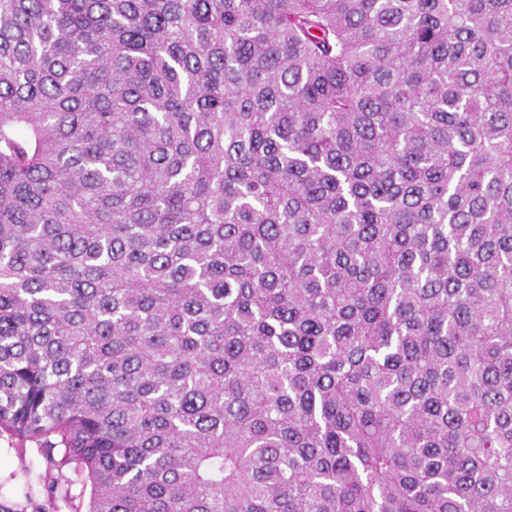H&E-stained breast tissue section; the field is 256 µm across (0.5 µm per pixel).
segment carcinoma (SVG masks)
<instances>
[{"instance_id": "cac0c4a2", "label": "carcinoma", "mask_w": 512, "mask_h": 512, "mask_svg": "<svg viewBox=\"0 0 512 512\" xmlns=\"http://www.w3.org/2000/svg\"><path fill=\"white\" fill-rule=\"evenodd\" d=\"M88 512H512V0H0V432Z\"/></svg>"}]
</instances>
